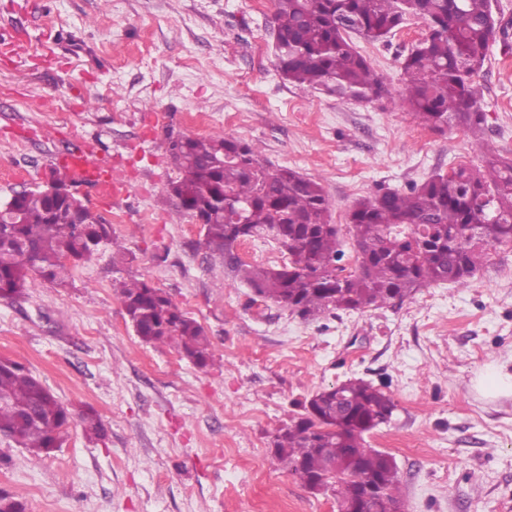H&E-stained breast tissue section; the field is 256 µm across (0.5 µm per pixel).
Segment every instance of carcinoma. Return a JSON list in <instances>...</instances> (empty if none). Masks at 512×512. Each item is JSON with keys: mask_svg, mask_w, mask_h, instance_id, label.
<instances>
[{"mask_svg": "<svg viewBox=\"0 0 512 512\" xmlns=\"http://www.w3.org/2000/svg\"><path fill=\"white\" fill-rule=\"evenodd\" d=\"M427 23V33L401 62L405 89L398 106L423 126L472 138L487 116L474 87L490 43L508 27L491 0H273L272 36L282 78L302 88L371 102L389 94L385 78L357 50L351 35L382 41L405 16ZM177 172L165 191L180 212L202 219L203 244L255 295L304 319L333 311L382 307L429 286L469 285L485 248L512 243V158L490 155L481 169L437 172L406 191L386 190L360 199L349 214L352 270L343 265L341 228L330 222L331 201L322 185L289 167H271L257 149L216 132L168 136ZM264 232L287 252L281 265L258 266L236 253ZM113 242L111 225L82 201L39 190L15 193L11 216L0 222V298L16 301L41 283L67 285L71 270ZM126 316L147 344L173 343L195 366L208 365L203 327L145 280L122 284ZM275 456L311 488L325 481L338 512H405L394 459L365 446V434L389 422L391 396L361 378L316 392L300 405ZM70 410L22 364L0 361V432L40 454L56 448ZM91 438L105 437L101 420L81 416ZM336 449L329 475L326 449ZM376 491L365 493L361 477ZM0 512H27L25 498L0 488Z\"/></svg>", "mask_w": 512, "mask_h": 512, "instance_id": "1", "label": "carcinoma"}]
</instances>
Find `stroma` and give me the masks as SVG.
Returning a JSON list of instances; mask_svg holds the SVG:
<instances>
[{
  "instance_id": "35a3bbf8",
  "label": "stroma",
  "mask_w": 512,
  "mask_h": 512,
  "mask_svg": "<svg viewBox=\"0 0 512 512\" xmlns=\"http://www.w3.org/2000/svg\"><path fill=\"white\" fill-rule=\"evenodd\" d=\"M271 0H0V205L43 185L81 141L122 182L80 187L118 249L0 299V360L24 364L71 412L59 448L36 457L0 440V488L27 512H337L273 453L300 402L349 378L396 404L365 439L395 459L406 512L512 507V397L472 387L512 368V246L488 248L468 287L441 283L403 302L305 321L210 259L199 224L163 191L175 178L167 131L224 132L318 181L331 221L355 203L434 173L512 156V50L489 48L476 84L483 147L457 129L417 125L388 98L310 92L276 68ZM426 24L407 17L360 53L402 87L400 61ZM146 279L205 329L212 362L143 343L120 282ZM92 411L106 436L89 438Z\"/></svg>"
}]
</instances>
